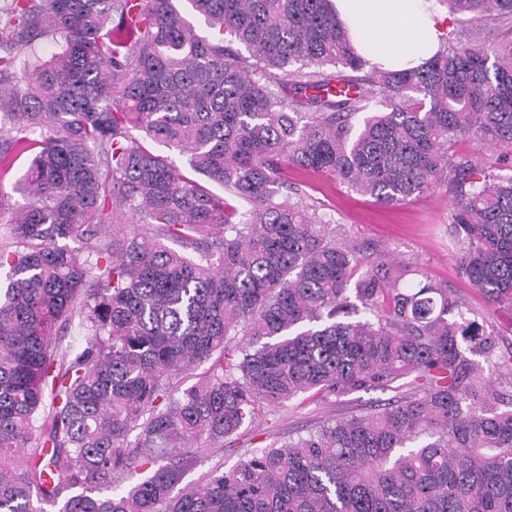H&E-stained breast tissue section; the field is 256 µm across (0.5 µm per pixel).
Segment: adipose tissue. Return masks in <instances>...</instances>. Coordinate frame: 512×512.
Wrapping results in <instances>:
<instances>
[{"mask_svg": "<svg viewBox=\"0 0 512 512\" xmlns=\"http://www.w3.org/2000/svg\"><path fill=\"white\" fill-rule=\"evenodd\" d=\"M337 20L368 67L417 69L434 59L447 38L437 0H331Z\"/></svg>", "mask_w": 512, "mask_h": 512, "instance_id": "adipose-tissue-1", "label": "adipose tissue"}]
</instances>
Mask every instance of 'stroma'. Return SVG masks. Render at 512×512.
<instances>
[{
    "label": "stroma",
    "instance_id": "stroma-1",
    "mask_svg": "<svg viewBox=\"0 0 512 512\" xmlns=\"http://www.w3.org/2000/svg\"><path fill=\"white\" fill-rule=\"evenodd\" d=\"M447 22L449 37L462 42L489 43L506 29L504 23L495 20L457 13L449 14ZM283 175L288 181L303 185L338 236L356 244L365 260L389 253L410 266L407 281H415L421 272L428 280L464 295L479 323L499 332L502 346L512 345V307L489 304L460 273L458 248L448 238L453 203L445 186H433L405 203L384 206L327 176L308 174L293 165L285 166ZM389 397L386 391L360 392L325 401L299 396L255 420L234 449L219 443L195 444L183 482L190 486L200 484L214 469L230 470L247 451L278 447L336 418L369 413L376 401Z\"/></svg>",
    "mask_w": 512,
    "mask_h": 512
}]
</instances>
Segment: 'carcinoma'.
Returning a JSON list of instances; mask_svg holds the SVG:
<instances>
[{
  "mask_svg": "<svg viewBox=\"0 0 512 512\" xmlns=\"http://www.w3.org/2000/svg\"><path fill=\"white\" fill-rule=\"evenodd\" d=\"M175 2L0 0V166L29 156L26 206L0 204V512H512V350L447 287L363 265L282 179L290 163L386 206L444 184L462 275L512 306V175L454 150L512 171V32L363 75L330 0H188L209 36ZM439 2L512 19V0ZM138 214L152 231L117 236ZM408 375L378 411L179 487L202 439Z\"/></svg>",
  "mask_w": 512,
  "mask_h": 512,
  "instance_id": "cac0c4a2",
  "label": "carcinoma"
}]
</instances>
